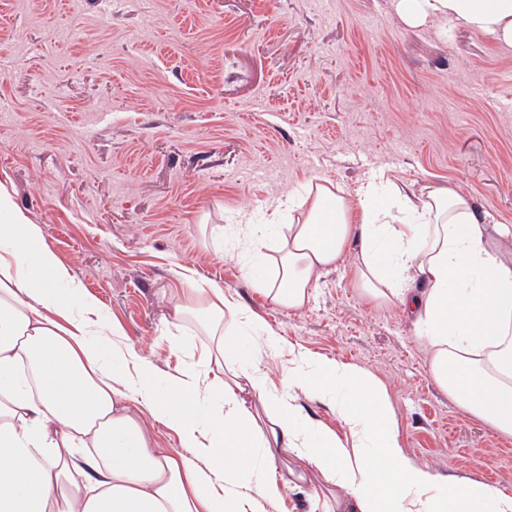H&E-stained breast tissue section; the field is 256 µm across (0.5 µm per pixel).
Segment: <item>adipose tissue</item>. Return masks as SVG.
<instances>
[{"label":"adipose tissue","instance_id":"adipose-tissue-1","mask_svg":"<svg viewBox=\"0 0 512 512\" xmlns=\"http://www.w3.org/2000/svg\"><path fill=\"white\" fill-rule=\"evenodd\" d=\"M413 25L460 19L512 46V0H398ZM319 184L278 199L263 224L240 231L275 270L257 286L279 306L305 305L310 288L350 258L368 300L399 304L429 346L428 369L464 410L512 435V228L487 224L473 198L430 185L396 220L372 200ZM293 213L282 223L284 213ZM172 300L200 315L210 343L171 395L146 391L151 367L109 327L36 224L0 185V512H262L284 480L267 454L283 448L342 488L350 512H512V495L486 482L448 481L409 461L384 388L362 368L291 352L283 388L269 390L256 358L226 368L234 331L257 328L223 289L182 275ZM223 403L201 418L202 384ZM252 387L264 408L241 393ZM328 403L349 431L315 436L298 395ZM174 430L179 448L152 431Z\"/></svg>","mask_w":512,"mask_h":512}]
</instances>
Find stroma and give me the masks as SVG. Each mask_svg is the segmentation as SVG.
Segmentation results:
<instances>
[{
  "label": "stroma",
  "mask_w": 512,
  "mask_h": 512,
  "mask_svg": "<svg viewBox=\"0 0 512 512\" xmlns=\"http://www.w3.org/2000/svg\"><path fill=\"white\" fill-rule=\"evenodd\" d=\"M0 0V182L101 318L166 380L208 342L176 318L188 267L287 349L351 363L385 388L407 459L512 493V435L432 379L397 305L363 298L350 262L288 309L254 288L235 225L323 183L355 194L389 174L407 193L453 184L512 226V46L461 22L415 26L395 0ZM280 512H338L310 464Z\"/></svg>",
  "instance_id": "stroma-1"
}]
</instances>
